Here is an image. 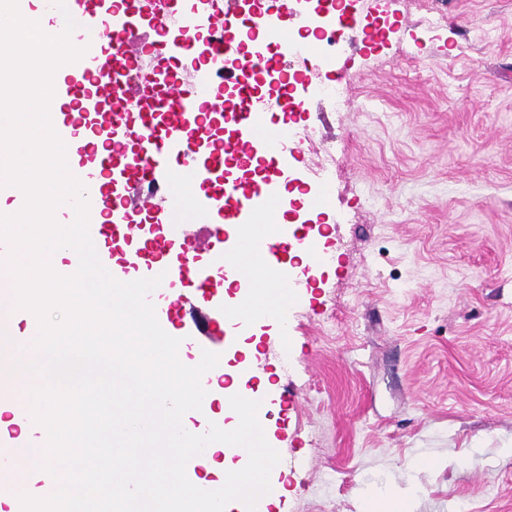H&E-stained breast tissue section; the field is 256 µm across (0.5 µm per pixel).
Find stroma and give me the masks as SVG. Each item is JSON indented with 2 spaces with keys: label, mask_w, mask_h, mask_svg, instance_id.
Masks as SVG:
<instances>
[{
  "label": "stroma",
  "mask_w": 512,
  "mask_h": 512,
  "mask_svg": "<svg viewBox=\"0 0 512 512\" xmlns=\"http://www.w3.org/2000/svg\"><path fill=\"white\" fill-rule=\"evenodd\" d=\"M345 103L296 106L309 178L336 152L332 263L258 325L288 401L270 512H512V0H425L332 63Z\"/></svg>",
  "instance_id": "1"
}]
</instances>
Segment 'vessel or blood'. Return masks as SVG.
<instances>
[{"label":"vessel or blood","mask_w":512,"mask_h":512,"mask_svg":"<svg viewBox=\"0 0 512 512\" xmlns=\"http://www.w3.org/2000/svg\"><path fill=\"white\" fill-rule=\"evenodd\" d=\"M27 9L42 30L56 36L65 16L78 27L70 40L82 56L60 67L53 82L59 109L52 126L65 143L68 166L84 188L89 232L98 257L113 276H162L155 305L164 331L192 341L196 349L223 353L214 328L224 319V269L235 256L224 249L225 222L243 223L250 207L283 206L277 190L284 173L288 125L269 124L264 113L248 111L256 83L278 88L293 103L285 63L294 57L293 29H306L304 15L284 11L278 28L265 27L243 0H68L60 12L54 0H32ZM176 17L174 61L154 66L142 87L114 95L113 77L127 74L144 58L151 39L170 42L167 20ZM239 102L233 138H225L217 101ZM245 155L262 165L261 182H230L225 153ZM189 213L209 224L208 236L193 239L174 194ZM126 251L112 264L113 245ZM293 243L279 235L258 248L270 270ZM193 282L204 307L193 325L182 319L192 302L173 297L178 282ZM0 408L20 423L32 417L11 375L0 373ZM17 435L0 437V489L12 482Z\"/></svg>","instance_id":"b4317fda"}]
</instances>
